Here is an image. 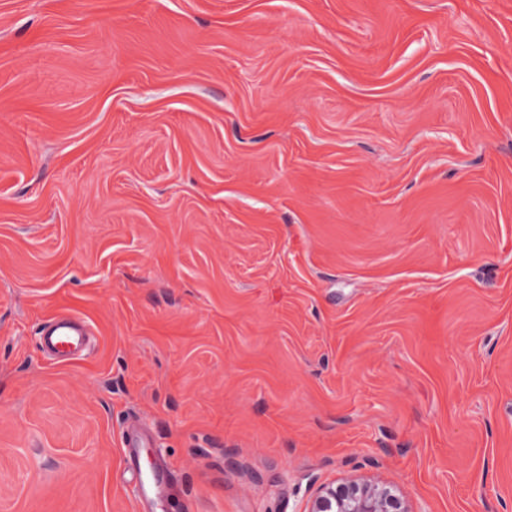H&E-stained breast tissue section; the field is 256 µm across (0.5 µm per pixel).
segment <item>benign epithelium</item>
<instances>
[{"instance_id":"benign-epithelium-1","label":"benign epithelium","mask_w":512,"mask_h":512,"mask_svg":"<svg viewBox=\"0 0 512 512\" xmlns=\"http://www.w3.org/2000/svg\"><path fill=\"white\" fill-rule=\"evenodd\" d=\"M304 512H412L407 499L382 481L358 478L318 489Z\"/></svg>"}]
</instances>
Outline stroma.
<instances>
[{
	"label": "stroma",
	"mask_w": 512,
	"mask_h": 512,
	"mask_svg": "<svg viewBox=\"0 0 512 512\" xmlns=\"http://www.w3.org/2000/svg\"><path fill=\"white\" fill-rule=\"evenodd\" d=\"M345 477L512 512V0H0V512ZM91 330L82 319L73 315H58L46 322L40 330L39 345L53 360L63 362L65 353L87 345Z\"/></svg>",
	"instance_id": "obj_1"
}]
</instances>
